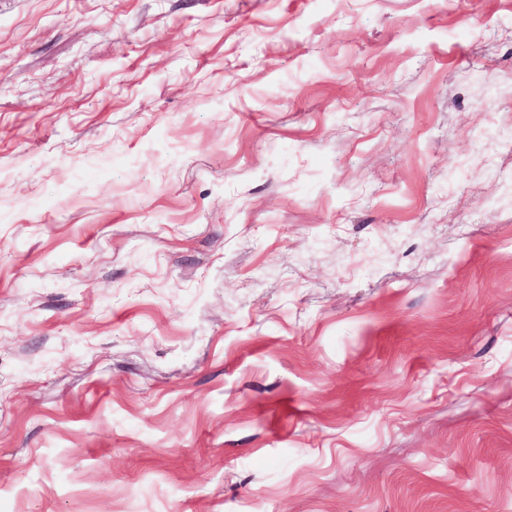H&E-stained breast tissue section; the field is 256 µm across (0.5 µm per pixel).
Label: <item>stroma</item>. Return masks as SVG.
<instances>
[{"mask_svg":"<svg viewBox=\"0 0 512 512\" xmlns=\"http://www.w3.org/2000/svg\"><path fill=\"white\" fill-rule=\"evenodd\" d=\"M0 512H512V0H0Z\"/></svg>","mask_w":512,"mask_h":512,"instance_id":"1","label":"stroma"}]
</instances>
